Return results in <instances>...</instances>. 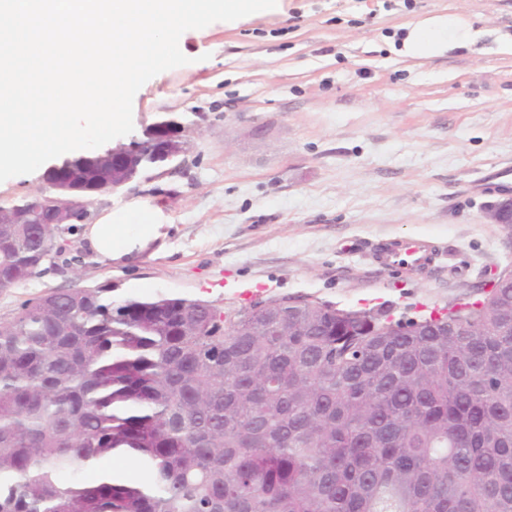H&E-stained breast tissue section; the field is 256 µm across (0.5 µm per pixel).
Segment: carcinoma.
Instances as JSON below:
<instances>
[{
	"label": "carcinoma",
	"mask_w": 512,
	"mask_h": 512,
	"mask_svg": "<svg viewBox=\"0 0 512 512\" xmlns=\"http://www.w3.org/2000/svg\"><path fill=\"white\" fill-rule=\"evenodd\" d=\"M161 125L188 146L163 117L115 165L64 158L58 198L122 188ZM63 232L0 224V290ZM236 314L106 285L22 303L0 322V512H512L511 269L437 318L288 296Z\"/></svg>",
	"instance_id": "1"
}]
</instances>
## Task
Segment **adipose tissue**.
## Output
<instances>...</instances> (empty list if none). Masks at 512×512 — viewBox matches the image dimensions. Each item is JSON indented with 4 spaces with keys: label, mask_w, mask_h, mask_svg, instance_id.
<instances>
[{
    "label": "adipose tissue",
    "mask_w": 512,
    "mask_h": 512,
    "mask_svg": "<svg viewBox=\"0 0 512 512\" xmlns=\"http://www.w3.org/2000/svg\"><path fill=\"white\" fill-rule=\"evenodd\" d=\"M481 32L473 23L458 15L425 19L409 25L402 40V54L426 58L475 43ZM162 235L155 211L136 207L122 214H102L96 223L86 225L82 232L89 248L106 259L133 256Z\"/></svg>",
    "instance_id": "obj_1"
}]
</instances>
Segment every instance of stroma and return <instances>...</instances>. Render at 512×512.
I'll list each match as a JSON object with an SVG mask.
<instances>
[{"label": "stroma", "instance_id": "35a3bbf8", "mask_svg": "<svg viewBox=\"0 0 512 512\" xmlns=\"http://www.w3.org/2000/svg\"><path fill=\"white\" fill-rule=\"evenodd\" d=\"M448 13L490 37L426 59L394 52L408 24ZM511 39L512 0H278L184 32L189 64L138 90L132 132L177 118L189 127L184 163L87 205L91 224L106 210L156 209L163 237L124 263L62 234V254L0 291V322L49 291L103 284L116 300L228 309L241 304L233 283L414 319L475 299L512 268V224L487 217L501 193L471 188L512 164ZM408 236L437 247L432 275L373 263L375 243Z\"/></svg>", "mask_w": 512, "mask_h": 512}]
</instances>
